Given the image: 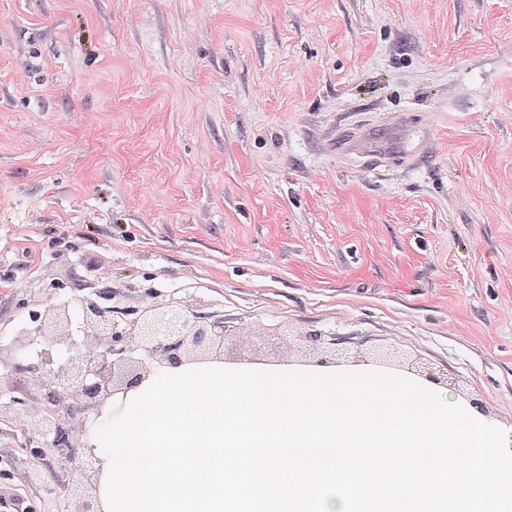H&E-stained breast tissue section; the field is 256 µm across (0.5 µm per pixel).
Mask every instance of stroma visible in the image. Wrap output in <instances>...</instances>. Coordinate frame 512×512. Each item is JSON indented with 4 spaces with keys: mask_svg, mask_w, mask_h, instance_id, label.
Wrapping results in <instances>:
<instances>
[{
    "mask_svg": "<svg viewBox=\"0 0 512 512\" xmlns=\"http://www.w3.org/2000/svg\"><path fill=\"white\" fill-rule=\"evenodd\" d=\"M368 168L324 141L417 139ZM108 289L116 320L222 317L220 359L298 338L421 362L512 430V0H0V343L21 299ZM0 420V512H73Z\"/></svg>",
    "mask_w": 512,
    "mask_h": 512,
    "instance_id": "1",
    "label": "stroma"
}]
</instances>
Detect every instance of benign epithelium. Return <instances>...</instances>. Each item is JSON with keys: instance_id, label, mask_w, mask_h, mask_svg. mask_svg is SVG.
<instances>
[{"instance_id": "1", "label": "benign epithelium", "mask_w": 512, "mask_h": 512, "mask_svg": "<svg viewBox=\"0 0 512 512\" xmlns=\"http://www.w3.org/2000/svg\"><path fill=\"white\" fill-rule=\"evenodd\" d=\"M105 300H112V294L95 291L66 303H55L50 296L38 300L11 344L0 343V359L13 360L43 392L42 414L32 427L21 421L22 399L0 402V415L14 414L15 427L24 437L21 449L34 461L46 462L51 471L46 449L69 463L83 447L90 428L76 424V417L99 411L119 390L141 379L143 363L135 361L136 353L177 364L193 350L224 344L222 318L196 314L173 302L149 304L135 320L121 324ZM321 341L319 332L305 334L312 355L308 363L331 364ZM74 486L78 512H92L93 484L77 479Z\"/></svg>"}]
</instances>
